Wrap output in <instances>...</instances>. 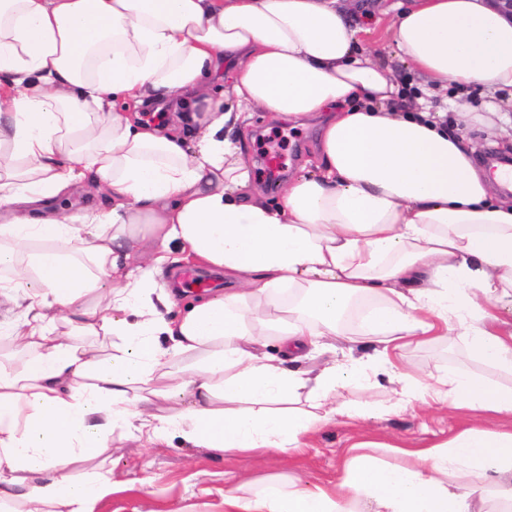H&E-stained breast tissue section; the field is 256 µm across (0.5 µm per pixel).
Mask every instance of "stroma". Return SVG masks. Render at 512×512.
<instances>
[{
    "instance_id": "35a3bbf8",
    "label": "stroma",
    "mask_w": 512,
    "mask_h": 512,
    "mask_svg": "<svg viewBox=\"0 0 512 512\" xmlns=\"http://www.w3.org/2000/svg\"><path fill=\"white\" fill-rule=\"evenodd\" d=\"M317 118L303 122H273L255 113L249 128L247 155L257 179L268 194H276L278 180L264 167V141L271 133L287 131L288 174H295L314 155ZM405 367L416 377L458 370L485 382L512 386V375L490 368L470 353L469 339L453 333L438 342L412 346L402 354ZM346 400L367 407L371 417L354 422L328 423L309 435L299 451L284 454L270 449L258 454L217 455L206 448H191L180 439L150 446L122 428L112 432V449L77 466L84 473L98 467L112 471V490L97 504V512H224L225 492L239 485L258 489L271 481L296 476L315 482L335 479L342 471L350 446L360 440L422 448L446 441L459 429L457 411L449 406L420 405L392 414H378L386 405L388 387L353 386Z\"/></svg>"
}]
</instances>
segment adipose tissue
I'll use <instances>...</instances> for the list:
<instances>
[{
    "label": "adipose tissue",
    "instance_id": "obj_1",
    "mask_svg": "<svg viewBox=\"0 0 512 512\" xmlns=\"http://www.w3.org/2000/svg\"><path fill=\"white\" fill-rule=\"evenodd\" d=\"M348 0H0V268L22 287L5 328L29 355L0 368V512H95L111 470L72 465L112 446L179 437L217 453L301 448L321 425L363 419L341 397L388 383L387 412L412 402L486 417L396 462L354 446L336 482L224 495V512H512V388L460 371L435 383L399 361L453 332L512 371V196L492 197L477 146L453 124H512V18L492 0H398L394 16L350 24ZM384 34L422 81L414 107L392 68L358 50ZM228 79H221L224 66ZM477 86L481 107L432 99ZM167 106L169 131L131 105ZM257 112H320L313 172L268 199L245 160ZM92 184L111 204L69 214ZM159 247L132 264L140 235ZM236 287L170 316L155 280L173 254ZM354 301L368 353L317 373ZM276 319L280 355L264 351ZM113 337L107 357L67 332ZM177 355L194 361L178 373ZM305 396L303 408L288 400ZM181 398L170 414L153 399Z\"/></svg>",
    "mask_w": 512,
    "mask_h": 512
}]
</instances>
